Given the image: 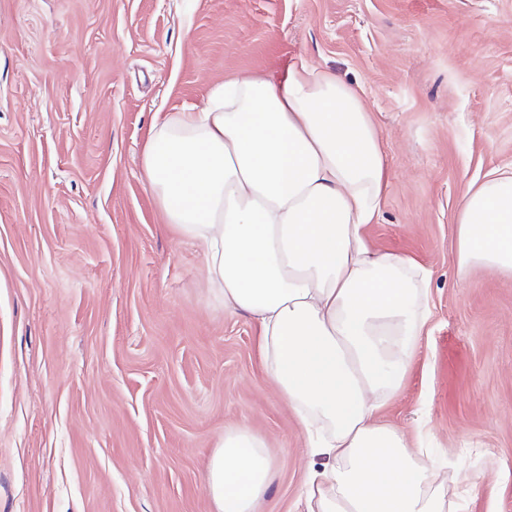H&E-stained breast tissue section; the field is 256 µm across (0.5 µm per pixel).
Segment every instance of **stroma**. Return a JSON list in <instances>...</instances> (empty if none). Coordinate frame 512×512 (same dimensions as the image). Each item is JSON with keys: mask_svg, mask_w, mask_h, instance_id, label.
Returning <instances> with one entry per match:
<instances>
[{"mask_svg": "<svg viewBox=\"0 0 512 512\" xmlns=\"http://www.w3.org/2000/svg\"><path fill=\"white\" fill-rule=\"evenodd\" d=\"M304 56L360 88L388 189L370 244L430 273V319L383 421L512 512V279L456 275L466 187L512 166V0H0V512H211L245 427L296 512L310 465L251 320L141 169L156 119Z\"/></svg>", "mask_w": 512, "mask_h": 512, "instance_id": "35a3bbf8", "label": "stroma"}]
</instances>
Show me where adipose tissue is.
Returning a JSON list of instances; mask_svg holds the SVG:
<instances>
[{"label": "adipose tissue", "instance_id": "ef3b65f1", "mask_svg": "<svg viewBox=\"0 0 512 512\" xmlns=\"http://www.w3.org/2000/svg\"><path fill=\"white\" fill-rule=\"evenodd\" d=\"M141 165L225 307L256 327L311 456L327 459L306 473V512H450L436 462L380 418L428 323L429 274L365 237L388 183L360 91L302 56L280 79L231 75L205 107L156 123ZM457 224L459 279L477 266L512 276V168L467 186ZM272 478L262 441L225 431L209 461L215 512H255Z\"/></svg>", "mask_w": 512, "mask_h": 512}]
</instances>
